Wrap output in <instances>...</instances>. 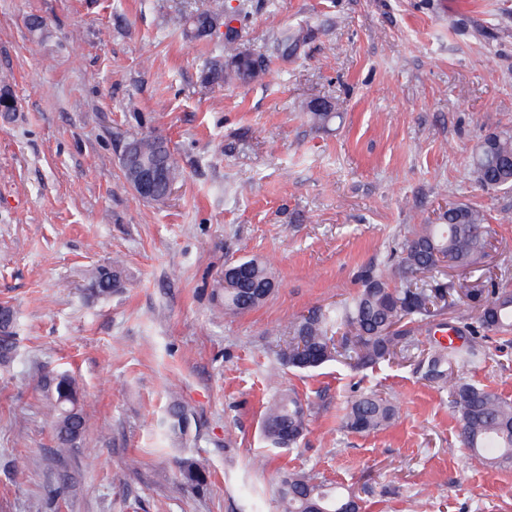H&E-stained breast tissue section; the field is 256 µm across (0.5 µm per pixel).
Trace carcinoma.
<instances>
[{
	"mask_svg": "<svg viewBox=\"0 0 512 512\" xmlns=\"http://www.w3.org/2000/svg\"><path fill=\"white\" fill-rule=\"evenodd\" d=\"M227 6L223 0L202 6L199 0H181L167 20L171 33L185 40L212 37L215 25L224 24ZM312 38V30L303 26H285L271 41L273 52L287 60L296 56ZM207 79L212 83L237 81L251 83L268 71V58L241 47L238 30L224 34L220 54L206 62ZM313 104L305 110L313 125L324 127L336 118L335 105ZM148 164L158 170L165 183L177 184L182 170L164 139L142 134L130 139L121 156L127 182L133 170ZM472 172L477 183L487 189L512 187V129L489 133L472 153ZM489 225L484 212L465 203H452L439 211L436 221H422L404 227V243L396 263L367 275L365 288L336 315L320 308L290 327L291 338L279 353L282 364L309 371L339 355L355 367H372L397 356L414 362L422 377L448 393V403L459 421V440L471 456L493 466L512 463V401L480 385L462 380L457 368L478 356L477 339L482 332L512 333V292L490 295L476 288L469 300L478 304V316L469 322L457 316L450 327L462 344L443 345L433 341L427 350L419 349L415 336L422 327H442L435 322L448 305V290L454 282H445L444 268L465 273L486 255ZM240 271L237 280L224 285L217 280V303L226 314H243L259 305L275 287L270 264L256 258L232 261L224 272ZM124 260L115 257L108 263L85 273V292L90 298L109 296L124 287ZM336 321L344 327L341 347L328 335L327 323ZM16 318L11 306H0V364H7L16 354ZM47 413L53 423L54 454L63 456L78 447L88 426L89 417L81 402L77 380L67 372L41 376ZM396 415L395 405L387 398L370 392L352 402L343 416V426L356 433H370L389 424ZM308 408L292 390H283L266 407L262 434L274 448L289 449L296 445L307 426ZM190 420L185 408L172 402L162 422L165 434L179 440L187 434ZM183 484L198 490L206 485L208 472L198 461H179ZM280 512H348L351 496L339 487L319 481L301 471L284 472L277 484Z\"/></svg>",
	"mask_w": 512,
	"mask_h": 512,
	"instance_id": "obj_1",
	"label": "carcinoma"
}]
</instances>
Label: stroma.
<instances>
[{"instance_id":"stroma-1","label":"stroma","mask_w":512,"mask_h":512,"mask_svg":"<svg viewBox=\"0 0 512 512\" xmlns=\"http://www.w3.org/2000/svg\"><path fill=\"white\" fill-rule=\"evenodd\" d=\"M177 0H0V304L17 355L0 365V512H279L280 474L304 470L354 494L360 512H512V465L459 443L446 392L411 363L299 372L277 354L287 327L336 309L387 263L403 228L439 208H482L492 227L466 286L512 290V190H484L471 153L512 127V0H245L236 27L266 53L280 26L310 27L291 60L250 84H209L215 40L170 35ZM40 17L44 33L28 20ZM336 104L312 126L304 102ZM164 137L183 170L165 203L139 198L120 165L132 135ZM125 261L124 288L84 294V273ZM268 259L259 308L216 310L224 264ZM461 377L512 399V342L490 335ZM66 371L90 426L65 457L38 381ZM309 406L296 447H269L266 403ZM397 407L385 429L344 428L366 392ZM183 440L160 423L172 400ZM209 471L185 487L176 462ZM190 420L185 408L178 402H172L162 422L165 434L174 440H179L187 434Z\"/></svg>"}]
</instances>
